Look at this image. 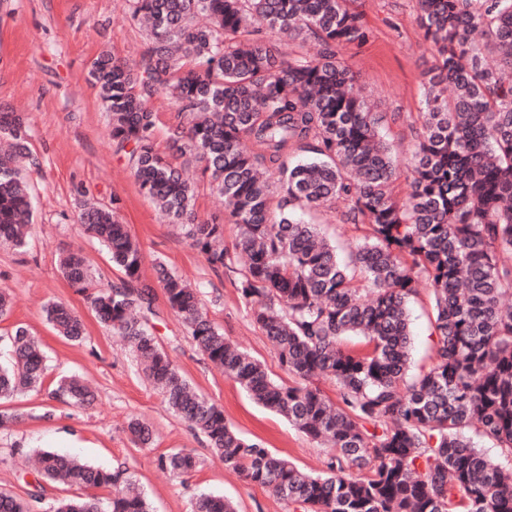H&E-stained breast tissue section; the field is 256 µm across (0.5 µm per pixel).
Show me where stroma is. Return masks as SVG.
Wrapping results in <instances>:
<instances>
[{
  "label": "stroma",
  "instance_id": "stroma-1",
  "mask_svg": "<svg viewBox=\"0 0 512 512\" xmlns=\"http://www.w3.org/2000/svg\"><path fill=\"white\" fill-rule=\"evenodd\" d=\"M351 5L362 13L369 37L362 45L340 49L338 56L376 110L390 115L384 133L397 157L396 193L402 197L431 53L415 0H351ZM146 44L144 29L128 17L126 0H0V107L25 118L40 162L27 172L37 199L28 246L19 252L0 244V289H9L13 299L0 334L24 324L39 339L47 365L44 391L0 402V413L20 415L11 429L0 431V491L28 499L35 475L22 466L16 451L43 449L131 476L153 512H191L193 499L202 493L224 497L237 512H292L286 501L224 467L203 435L167 409L127 343L98 323L86 298L69 287L59 269L60 255L79 247L100 286L121 282L122 272L77 222L84 204L116 206L141 245L144 278L154 280L155 265L164 264L197 289L209 318L230 342L260 361L272 378L289 379L273 344L254 323L251 304L238 292L237 274L210 267L180 226L141 195L125 155L109 140V116L88 79L90 63L105 51L134 61ZM53 302L81 316L83 341L69 342L55 333L45 313ZM154 310L160 346L199 392L223 408L243 439L262 444L304 472L325 471L326 449L214 367L163 293H156ZM430 310L425 293L410 307V361L415 366L429 363L432 354ZM65 375L90 381L95 390L90 406L48 396ZM134 417L152 428L149 446L133 442L127 425ZM181 450L198 461L191 474L175 477L158 467L160 455Z\"/></svg>",
  "mask_w": 512,
  "mask_h": 512
}]
</instances>
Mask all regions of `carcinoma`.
I'll return each instance as SVG.
<instances>
[{
  "label": "carcinoma",
  "mask_w": 512,
  "mask_h": 512,
  "mask_svg": "<svg viewBox=\"0 0 512 512\" xmlns=\"http://www.w3.org/2000/svg\"><path fill=\"white\" fill-rule=\"evenodd\" d=\"M149 27L130 63L102 53L89 76L110 117L109 138L126 155L141 194L184 226L190 246L214 269L240 275L253 320L294 378L280 383L230 344L197 293L164 265L158 282L198 349L265 408L329 449L312 475L240 437L224 410L177 371L149 325L154 289L141 279V249L116 209L78 216L124 278L96 288L85 257L60 259L69 285L90 297L97 319L132 347L168 409L201 433L224 466L295 505L297 512H512V0H416L432 66L416 117L411 181L394 192L399 169L373 111L354 88L338 49L367 37L349 0H128ZM286 32L317 51L284 56ZM454 93L445 94L447 87ZM165 95L176 113L164 123L150 106ZM165 131L168 154L157 148ZM0 240L28 244L36 209L21 163L38 165L23 118L0 109ZM248 152L239 149L241 139ZM192 165L224 197V224L199 219ZM339 214L356 236L347 257L314 215ZM431 289L432 363L409 374L408 304ZM58 335L84 336V324L56 303L46 310ZM348 336L364 342L343 346ZM0 400L41 387L45 357L29 330L0 336ZM332 380L338 401L307 385ZM55 396L85 406L82 380L60 381ZM134 442L152 431L133 420ZM493 442L506 464L485 457L464 435ZM186 474L184 451L158 457ZM75 486L77 497L49 512H150L121 474L58 453H39L36 484ZM115 487L111 497L97 490ZM0 512L30 505L0 493ZM192 512H235L202 494Z\"/></svg>",
  "instance_id": "cac0c4a2"
}]
</instances>
